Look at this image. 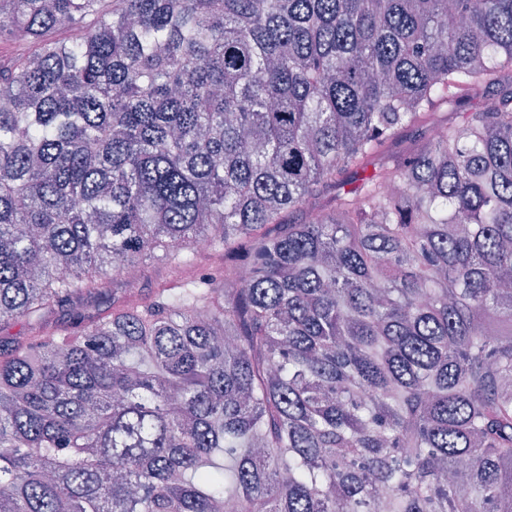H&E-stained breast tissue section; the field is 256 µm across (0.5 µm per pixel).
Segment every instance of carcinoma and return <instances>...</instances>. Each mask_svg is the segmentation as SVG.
<instances>
[{"mask_svg": "<svg viewBox=\"0 0 512 512\" xmlns=\"http://www.w3.org/2000/svg\"><path fill=\"white\" fill-rule=\"evenodd\" d=\"M510 73L512 0H0V512H512Z\"/></svg>", "mask_w": 512, "mask_h": 512, "instance_id": "obj_1", "label": "carcinoma"}]
</instances>
